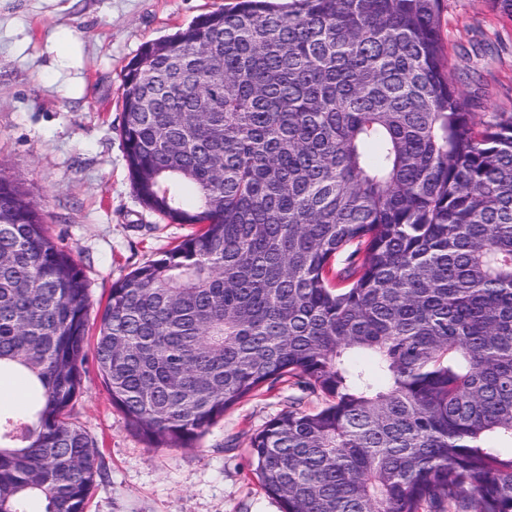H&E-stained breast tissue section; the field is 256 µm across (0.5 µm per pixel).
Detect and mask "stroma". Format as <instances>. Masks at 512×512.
I'll return each mask as SVG.
<instances>
[{"label":"stroma","instance_id":"obj_1","mask_svg":"<svg viewBox=\"0 0 512 512\" xmlns=\"http://www.w3.org/2000/svg\"><path fill=\"white\" fill-rule=\"evenodd\" d=\"M236 0H0V172L18 179L51 235L72 250L98 318L114 282L191 231L137 200L119 135L121 71L148 42ZM448 76L475 112L512 114V20L486 0H443ZM69 39L66 59L50 39ZM72 418L96 442L104 475L86 512H280L251 474L250 438L321 396L285 383L226 410L190 448H151L101 383L94 357Z\"/></svg>","mask_w":512,"mask_h":512}]
</instances>
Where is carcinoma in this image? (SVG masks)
Instances as JSON below:
<instances>
[{
	"label": "carcinoma",
	"instance_id": "carcinoma-1",
	"mask_svg": "<svg viewBox=\"0 0 512 512\" xmlns=\"http://www.w3.org/2000/svg\"><path fill=\"white\" fill-rule=\"evenodd\" d=\"M442 0H239L121 77L139 202L196 230L114 283L94 357L152 448L289 377L250 438L281 512H512V115L448 77ZM89 283L0 172V512H85Z\"/></svg>",
	"mask_w": 512,
	"mask_h": 512
}]
</instances>
